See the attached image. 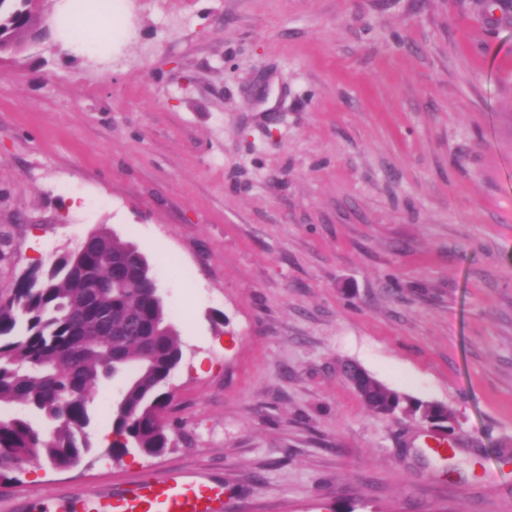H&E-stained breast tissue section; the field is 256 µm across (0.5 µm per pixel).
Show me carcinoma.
I'll return each instance as SVG.
<instances>
[{"mask_svg":"<svg viewBox=\"0 0 512 512\" xmlns=\"http://www.w3.org/2000/svg\"><path fill=\"white\" fill-rule=\"evenodd\" d=\"M49 0H0V62L49 36ZM104 279L118 269V285L84 307L83 270ZM147 258L117 236L99 230L89 244L36 265L0 293V406L20 405L24 414L0 417V477L29 461L57 469L78 462L91 444L90 404L101 379L129 374L112 408L114 439L105 453L116 461L134 451L148 456L172 447L168 424L159 421L170 403L162 386L182 360L178 335L162 297L148 291ZM356 390L372 411L410 416L431 426L454 419L443 404L423 401L363 374ZM34 414L50 427L36 428Z\"/></svg>","mask_w":512,"mask_h":512,"instance_id":"obj_1","label":"carcinoma"}]
</instances>
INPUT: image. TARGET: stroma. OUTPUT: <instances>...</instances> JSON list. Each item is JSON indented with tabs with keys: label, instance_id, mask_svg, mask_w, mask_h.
<instances>
[{
	"label": "stroma",
	"instance_id": "1",
	"mask_svg": "<svg viewBox=\"0 0 512 512\" xmlns=\"http://www.w3.org/2000/svg\"><path fill=\"white\" fill-rule=\"evenodd\" d=\"M110 54L0 62V291L104 229L182 360L172 448L0 479V512L145 473L225 512H512V21L475 0H124ZM85 202L72 210L69 202ZM455 417L368 410L344 364Z\"/></svg>",
	"mask_w": 512,
	"mask_h": 512
}]
</instances>
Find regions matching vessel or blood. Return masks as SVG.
I'll list each match as a JSON object with an SVG mask.
<instances>
[{
    "instance_id": "obj_1",
    "label": "vessel or blood",
    "mask_w": 512,
    "mask_h": 512,
    "mask_svg": "<svg viewBox=\"0 0 512 512\" xmlns=\"http://www.w3.org/2000/svg\"><path fill=\"white\" fill-rule=\"evenodd\" d=\"M223 507V486L193 473L148 476L83 502V512H222Z\"/></svg>"
}]
</instances>
